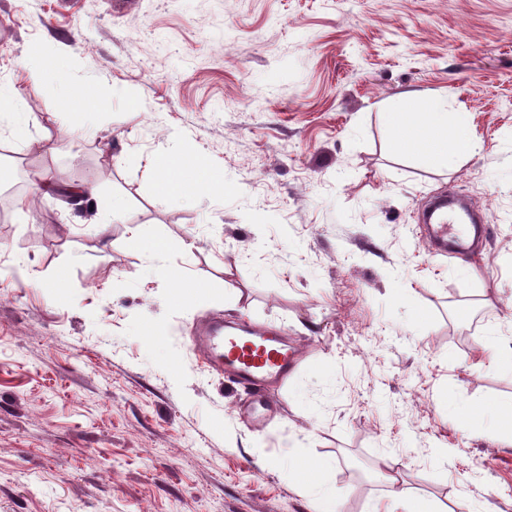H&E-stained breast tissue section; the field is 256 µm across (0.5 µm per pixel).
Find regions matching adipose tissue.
Returning <instances> with one entry per match:
<instances>
[{
    "mask_svg": "<svg viewBox=\"0 0 512 512\" xmlns=\"http://www.w3.org/2000/svg\"><path fill=\"white\" fill-rule=\"evenodd\" d=\"M387 119L393 131L392 153L399 158L418 155L433 163L458 162L482 148L481 141L469 132L466 119L449 121L442 106L413 114L391 112ZM334 466V461L322 460L297 469L298 488L311 501L314 512H343L346 494L329 477ZM397 467V458L385 455L375 468L377 478L387 487L383 512H436L428 500L405 489Z\"/></svg>",
    "mask_w": 512,
    "mask_h": 512,
    "instance_id": "adipose-tissue-1",
    "label": "adipose tissue"
}]
</instances>
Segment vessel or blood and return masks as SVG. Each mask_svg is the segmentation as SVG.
I'll list each match as a JSON object with an SVG mask.
<instances>
[{
	"mask_svg": "<svg viewBox=\"0 0 512 512\" xmlns=\"http://www.w3.org/2000/svg\"><path fill=\"white\" fill-rule=\"evenodd\" d=\"M469 220V209L442 200L429 210L426 228L443 250L465 253L475 231ZM193 347L206 363L223 369L227 383L250 388L260 401L270 386L285 383L298 364L281 336L271 331L253 330L246 336L213 331L194 337Z\"/></svg>",
	"mask_w": 512,
	"mask_h": 512,
	"instance_id": "b4317fda",
	"label": "vessel or blood"
}]
</instances>
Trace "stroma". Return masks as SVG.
Instances as JSON below:
<instances>
[{
	"label": "stroma",
	"mask_w": 512,
	"mask_h": 512,
	"mask_svg": "<svg viewBox=\"0 0 512 512\" xmlns=\"http://www.w3.org/2000/svg\"><path fill=\"white\" fill-rule=\"evenodd\" d=\"M46 50L77 61L90 120L28 79ZM0 84L27 131L0 133V173L24 183L0 199V512H312L291 445L337 459L345 512L382 500L385 454L450 512H512V437L462 416L512 407L473 343L512 337V0H0ZM443 104L482 151L395 161L385 112ZM153 157L216 180L161 195ZM85 182L73 209L63 191ZM448 190L491 227L468 276L418 222ZM212 318L302 351L263 430L191 348Z\"/></svg>",
	"instance_id": "obj_1"
}]
</instances>
